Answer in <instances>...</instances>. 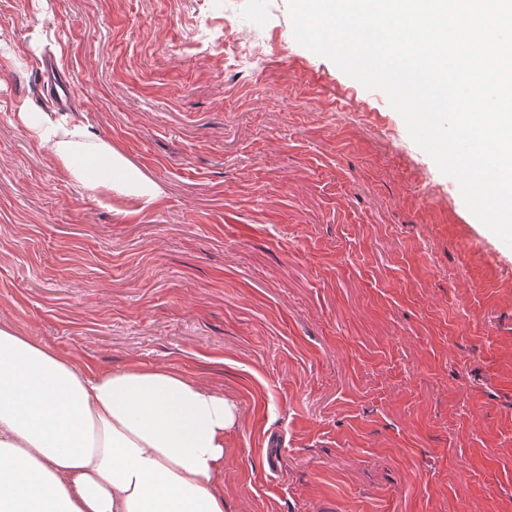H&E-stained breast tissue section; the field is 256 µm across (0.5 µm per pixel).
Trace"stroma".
I'll return each instance as SVG.
<instances>
[{
	"label": "stroma",
	"instance_id": "stroma-1",
	"mask_svg": "<svg viewBox=\"0 0 512 512\" xmlns=\"http://www.w3.org/2000/svg\"><path fill=\"white\" fill-rule=\"evenodd\" d=\"M0 42V324L224 395V512H512V247L287 0H0ZM49 57L157 200L32 141Z\"/></svg>",
	"mask_w": 512,
	"mask_h": 512
}]
</instances>
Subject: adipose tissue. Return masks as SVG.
<instances>
[{
	"label": "adipose tissue",
	"instance_id": "obj_1",
	"mask_svg": "<svg viewBox=\"0 0 512 512\" xmlns=\"http://www.w3.org/2000/svg\"><path fill=\"white\" fill-rule=\"evenodd\" d=\"M18 117L84 188L152 203L156 183L73 113ZM222 395L162 367L77 368L0 325V512H224Z\"/></svg>",
	"mask_w": 512,
	"mask_h": 512
}]
</instances>
